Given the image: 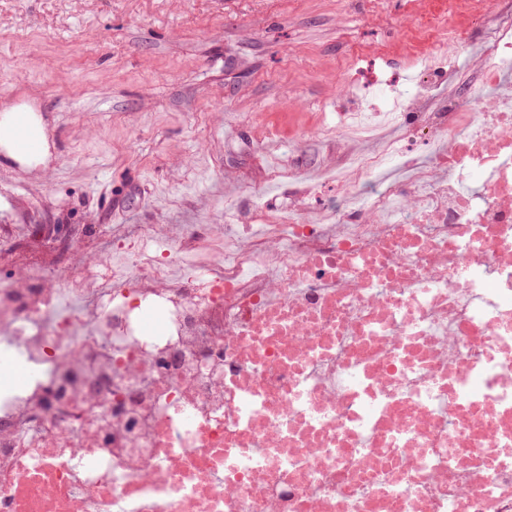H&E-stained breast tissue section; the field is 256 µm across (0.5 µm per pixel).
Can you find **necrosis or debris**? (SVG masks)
<instances>
[{
	"label": "necrosis or debris",
	"instance_id": "4bbe7bcc",
	"mask_svg": "<svg viewBox=\"0 0 512 512\" xmlns=\"http://www.w3.org/2000/svg\"><path fill=\"white\" fill-rule=\"evenodd\" d=\"M344 129L322 220L0 278V512H512V5ZM25 369L23 384L11 374Z\"/></svg>",
	"mask_w": 512,
	"mask_h": 512
}]
</instances>
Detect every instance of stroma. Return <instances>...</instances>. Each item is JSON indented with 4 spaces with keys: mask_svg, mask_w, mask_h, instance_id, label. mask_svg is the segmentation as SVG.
Masks as SVG:
<instances>
[{
    "mask_svg": "<svg viewBox=\"0 0 512 512\" xmlns=\"http://www.w3.org/2000/svg\"><path fill=\"white\" fill-rule=\"evenodd\" d=\"M445 0H0V115L38 114L52 161L28 172L0 150V265L38 248L74 268L84 242L109 255L136 224H234L249 197L268 218L315 199L308 182L373 149L339 133L345 104L376 102L424 61L420 17ZM265 180L289 191L298 190L299 185L302 183L301 174L293 168H288V171L280 169L270 170L266 173Z\"/></svg>",
    "mask_w": 512,
    "mask_h": 512,
    "instance_id": "1",
    "label": "stroma"
}]
</instances>
